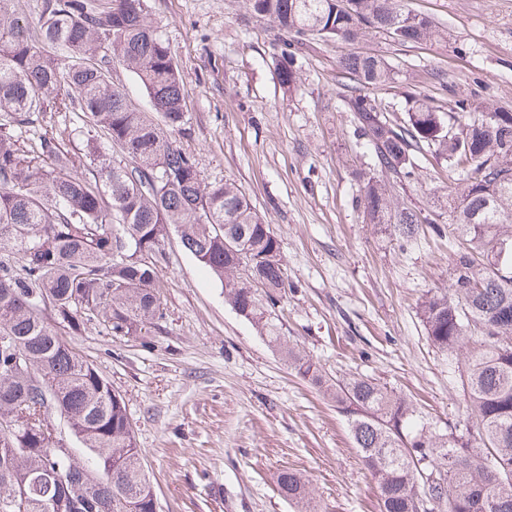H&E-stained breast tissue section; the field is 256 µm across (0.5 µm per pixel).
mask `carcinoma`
<instances>
[{"label":"carcinoma","instance_id":"carcinoma-1","mask_svg":"<svg viewBox=\"0 0 512 512\" xmlns=\"http://www.w3.org/2000/svg\"><path fill=\"white\" fill-rule=\"evenodd\" d=\"M283 35L356 40L372 30L399 44L447 38L397 0H243ZM40 41L29 19L0 0V512H157L156 495L122 397L67 337L95 320L113 336H142L160 314L153 255L171 226L183 247L224 285L228 304L249 310L271 347L348 417L384 512H512V112L451 114L413 99L402 123L359 93L391 79L372 55L342 58L356 91L349 110L373 149L374 167L413 179L414 149L448 166V237L460 242L448 289L425 297L431 344L455 360L473 426L431 430L376 379L332 381L288 345L254 290L290 287L281 243L231 183H207L176 144L187 90L145 0H44ZM133 74L160 115L131 107L112 66ZM69 109L82 116L81 158L47 133L30 148L15 129ZM119 147L127 163L112 162ZM354 201L367 224L408 241L436 218L394 202L376 174L360 175ZM251 252L244 276L231 247ZM63 419L75 444L61 451ZM299 512H319L301 474L277 476Z\"/></svg>","mask_w":512,"mask_h":512}]
</instances>
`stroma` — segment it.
Segmentation results:
<instances>
[{
    "label": "stroma",
    "mask_w": 512,
    "mask_h": 512,
    "mask_svg": "<svg viewBox=\"0 0 512 512\" xmlns=\"http://www.w3.org/2000/svg\"><path fill=\"white\" fill-rule=\"evenodd\" d=\"M402 6L431 17L447 40L302 37L290 90L278 79L281 36L243 0H146L187 89L178 145L206 182L235 183L282 243L292 287L263 302L282 336L331 377L386 384L444 432L468 411L454 362L429 342L419 307L428 290L447 287L451 246L435 224L406 242L364 223L356 175L374 161L337 60L367 52L388 63L391 83L364 92L393 119L405 118L414 96L445 112L460 101L512 112V0ZM81 124L77 113L54 112L20 140L50 133L74 152ZM416 160L417 179L389 188L399 205L428 214L448 169L428 149ZM157 269L162 306L150 335L110 336L92 321L69 342L123 398L159 512H296L276 489L285 469L308 479L321 512H381L345 414L225 301L176 232L161 240Z\"/></svg>",
    "instance_id": "obj_1"
}]
</instances>
